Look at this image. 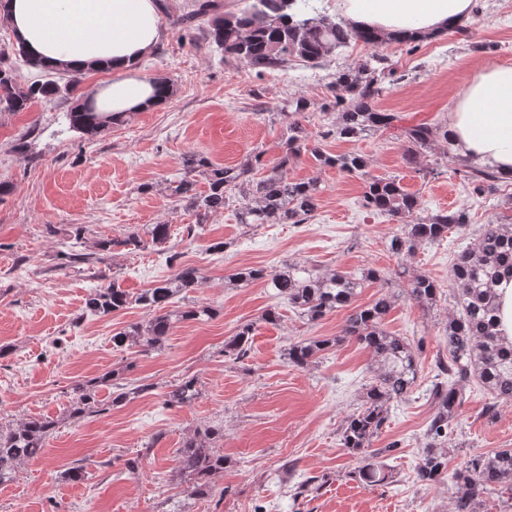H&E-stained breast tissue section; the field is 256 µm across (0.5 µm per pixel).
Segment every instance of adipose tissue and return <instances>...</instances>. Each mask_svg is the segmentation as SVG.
Segmentation results:
<instances>
[{"mask_svg": "<svg viewBox=\"0 0 512 512\" xmlns=\"http://www.w3.org/2000/svg\"><path fill=\"white\" fill-rule=\"evenodd\" d=\"M470 0H341L351 21L385 32L444 29L462 20ZM5 21L52 70L107 69L110 81L86 98L100 112H141L158 94L139 74L161 36L157 0H8ZM448 138L462 156L512 178V66L479 70L448 110Z\"/></svg>", "mask_w": 512, "mask_h": 512, "instance_id": "ef3b65f1", "label": "adipose tissue"}]
</instances>
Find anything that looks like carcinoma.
Masks as SVG:
<instances>
[{
    "label": "carcinoma",
    "instance_id": "obj_1",
    "mask_svg": "<svg viewBox=\"0 0 512 512\" xmlns=\"http://www.w3.org/2000/svg\"><path fill=\"white\" fill-rule=\"evenodd\" d=\"M176 24L189 33L199 32L209 47L223 58L232 59L257 73L285 71L293 62L315 69L327 58L352 42L379 48L388 42L419 43L412 33L402 32L390 39L381 37L369 27H357L347 19H334L315 5V0H240L231 12L220 11L215 0H195L194 9L176 19ZM44 69L28 48L17 41L0 47V111L27 112L42 101L66 100L75 94L85 73L61 72V77L36 80L28 85L19 81V67ZM394 69L388 58L375 52L357 69L336 74L330 83L336 120L319 133L327 139L334 136L355 141L371 132L392 128L397 116L378 108V100L386 92ZM288 112L281 156L273 163H262V153L234 166H219L202 155H192L183 161V175L165 183L167 196L192 211L196 223L185 227L187 235L204 231L207 218L224 209L227 195L239 194V223L305 224L318 208L322 189L314 178L295 180L288 177V164L302 153L311 154L319 168H335L347 175L365 179L362 206L402 224L392 236L390 250L396 255H411L425 245L444 241L448 233L459 231L468 224L464 210L439 211L426 218L417 217V197L405 191L394 176L372 177L368 162L357 152L333 154L319 145L310 144L305 114L310 103L304 97H292L285 104ZM68 130L84 141L94 140L106 127L124 121L121 113L104 115L77 104L66 113ZM409 147L404 154L408 166L417 164L432 144L441 138L448 140V129L439 125L418 124L405 130ZM457 172L473 192L483 194L494 189L499 174L491 169H476L461 160ZM207 190L197 189L199 181ZM170 224H154L145 240L137 232L119 238H101L92 245L84 241V227L73 228L69 243L60 251L61 266L81 269L101 260V255L118 247L138 250L151 245L162 252L171 238ZM176 255L166 257L172 274L157 285L138 294L103 284L90 290L84 300L83 313L108 316L136 305L146 311L149 319L131 325L112 336L117 349L139 348L145 352L158 348L169 336L174 323L198 320L210 315L211 308L187 305L167 310L168 304L180 293L195 288L202 280L199 269L175 265ZM512 271V226L484 224L477 242L454 255L449 271V284L460 308L439 326L448 357H438L436 368L440 379L429 388L432 414L424 432L425 444L415 466L417 479L424 485L448 482L455 486L452 512H483L489 496H497L504 512H512V448H499L475 454L463 465L448 469L445 441L453 430L459 410L465 402L463 383L475 380L492 396L485 415L492 418L498 403L512 402V344H504L497 332V312L494 286L506 271ZM394 276L404 279L406 293L423 310L434 307L442 291L431 276L411 273L401 265ZM262 282L273 289L275 296L288 300L311 323L324 319L339 308L350 306L357 290L365 284L378 282L389 288L392 280L375 269L361 275L338 270H323L309 262H290L280 270L246 267L229 278V286L245 288ZM392 306V297L381 293L369 305L356 307L347 317L343 336L356 341L372 356V376L363 387L360 404L348 414L340 429L342 447L361 461L354 474L368 483L382 484L392 478L385 460L393 456L397 445L371 448L381 435L389 417L391 405L408 399L416 385L421 368V344L396 336L384 326ZM252 328L242 327L224 344V356L233 362L248 357ZM339 340L317 339L295 342L288 346V363L305 368L330 351ZM112 386L111 405H121L151 391L147 384L122 382L120 372L112 370L96 380H78L70 391L68 419L79 421L105 411L96 397L100 385ZM199 395L198 381L186 377L163 394V405L176 407L191 403ZM59 420L34 417L14 426H0V482L15 478L22 466L41 455L46 439L57 429ZM221 430L207 427L195 430L177 451V469L192 480V492L209 495L213 478L224 471V455L216 450Z\"/></svg>",
    "mask_w": 512,
    "mask_h": 512
}]
</instances>
